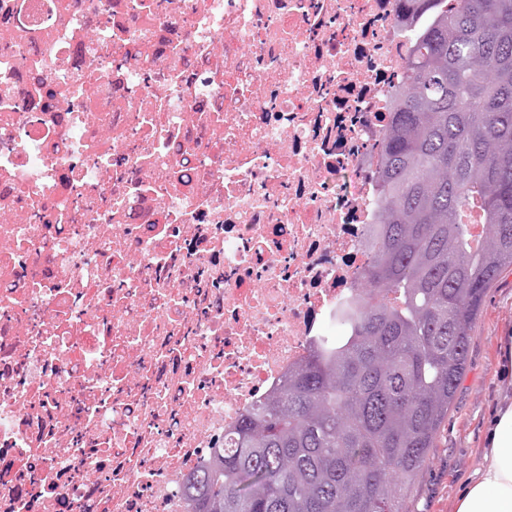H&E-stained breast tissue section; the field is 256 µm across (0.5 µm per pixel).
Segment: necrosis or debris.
<instances>
[{
    "label": "necrosis or debris",
    "mask_w": 512,
    "mask_h": 512,
    "mask_svg": "<svg viewBox=\"0 0 512 512\" xmlns=\"http://www.w3.org/2000/svg\"><path fill=\"white\" fill-rule=\"evenodd\" d=\"M423 15L0 0V512H186L330 335Z\"/></svg>",
    "instance_id": "4bbe7bcc"
}]
</instances>
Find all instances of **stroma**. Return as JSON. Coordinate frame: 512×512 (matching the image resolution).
Instances as JSON below:
<instances>
[{
  "mask_svg": "<svg viewBox=\"0 0 512 512\" xmlns=\"http://www.w3.org/2000/svg\"><path fill=\"white\" fill-rule=\"evenodd\" d=\"M512 338V270L488 289L471 336L454 406L428 465L406 502L409 512H454V502L481 458L485 420L512 385L499 370L503 339Z\"/></svg>",
  "mask_w": 512,
  "mask_h": 512,
  "instance_id": "1",
  "label": "stroma"
}]
</instances>
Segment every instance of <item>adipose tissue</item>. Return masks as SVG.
<instances>
[{"instance_id":"ef3b65f1","label":"adipose tissue","mask_w":512,"mask_h":512,"mask_svg":"<svg viewBox=\"0 0 512 512\" xmlns=\"http://www.w3.org/2000/svg\"><path fill=\"white\" fill-rule=\"evenodd\" d=\"M456 512H512V392L500 396L486 421L484 453Z\"/></svg>"}]
</instances>
